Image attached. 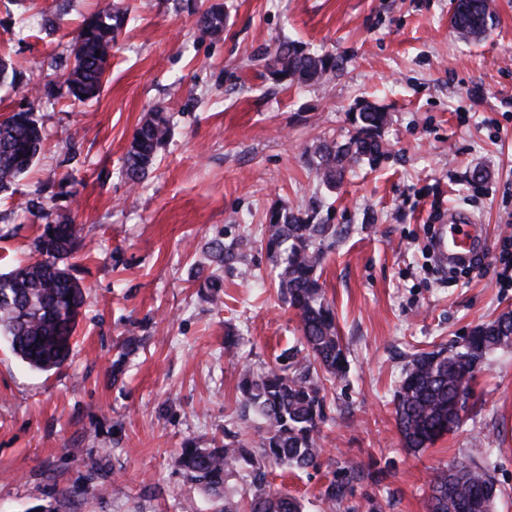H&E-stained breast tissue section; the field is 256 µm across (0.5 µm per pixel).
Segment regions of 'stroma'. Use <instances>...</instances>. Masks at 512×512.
I'll return each mask as SVG.
<instances>
[{"label": "stroma", "mask_w": 512, "mask_h": 512, "mask_svg": "<svg viewBox=\"0 0 512 512\" xmlns=\"http://www.w3.org/2000/svg\"><path fill=\"white\" fill-rule=\"evenodd\" d=\"M112 0H0V57L43 75L52 95L0 86V119L32 112L48 135L33 167L0 193V273L30 252L37 194L71 217L82 249L69 263L87 291L69 362L27 368L0 337V512H219L176 459L245 432L243 367L275 365L301 333L264 241L266 215L288 205L336 227L319 282L347 349L328 390L316 467H270L272 489L330 512H426L427 475L455 459L493 457L495 512H512V350L490 354L476 405L419 455L398 433L394 392L413 354L450 344L512 311V0L463 42L454 0H223L214 39L181 0H119L129 21L98 100L72 103L68 42ZM283 40L342 59L332 80L276 82L262 58ZM388 114L383 155L327 189L312 163L326 139L356 136L363 103ZM161 107L173 135L138 189L120 174L142 118ZM70 152H61L62 143ZM455 208L484 228L471 266L437 268L432 241ZM249 241L224 270L221 304L194 280L216 237ZM237 346L225 351L224 339ZM137 337L130 352L119 347ZM122 374H114L115 362ZM386 474L382 483L371 471Z\"/></svg>", "instance_id": "obj_1"}]
</instances>
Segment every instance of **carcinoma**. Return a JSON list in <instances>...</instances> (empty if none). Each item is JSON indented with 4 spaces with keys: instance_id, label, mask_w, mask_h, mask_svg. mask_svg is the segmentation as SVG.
<instances>
[{
    "instance_id": "obj_1",
    "label": "carcinoma",
    "mask_w": 512,
    "mask_h": 512,
    "mask_svg": "<svg viewBox=\"0 0 512 512\" xmlns=\"http://www.w3.org/2000/svg\"><path fill=\"white\" fill-rule=\"evenodd\" d=\"M188 14L209 36L224 34V5L208 0H184ZM128 9L108 7L86 17L69 44L76 64L65 83L74 102L85 103L103 90V63L128 20ZM490 0H458L449 25L464 37L475 28L487 33L494 24ZM266 66L274 78L289 85L312 86L326 81L342 67L336 55L308 52L293 41H282L269 51ZM51 93L52 87L0 58V83ZM359 135L348 142L323 141L313 164L323 184L341 183L346 170L359 160L376 161L382 155L380 132L387 113L371 105L353 114ZM171 119L154 108L138 124L122 159L121 174L133 186L153 167L171 136ZM43 132L27 111L0 120V192L9 190L28 171L43 146ZM31 208L43 221L32 242L34 257L0 274V337L30 369L47 372L69 359L78 317L86 304L80 282L64 260L80 246L72 219L36 198ZM266 248L276 268L288 306L300 321L301 346L279 356L281 362L264 372L244 369L239 384L243 420H254L252 433L242 438L226 434L224 441L200 448L188 441L177 460L186 479L224 500L222 512H303L300 500L273 491L266 463L291 469L317 465L323 448L319 425L327 417L325 382L346 375L348 360L334 313L326 303L317 275L325 248L336 239V225L312 224L286 206L267 217ZM247 240L210 241L205 253L216 263L200 287L218 304L224 288L217 270L235 264ZM72 300H67V295ZM512 349V311L473 328L448 347L418 352L405 369L394 394L396 423L404 447L419 454L439 437L459 426L471 390L486 357ZM243 470L249 490L237 499L227 492V481ZM427 512H493L495 481L488 463L455 459L437 468L428 480Z\"/></svg>"
}]
</instances>
